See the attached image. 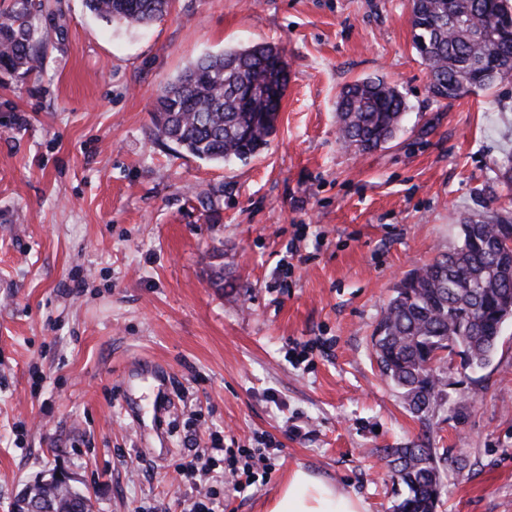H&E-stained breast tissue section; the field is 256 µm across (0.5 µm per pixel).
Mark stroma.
<instances>
[{
  "label": "stroma",
  "instance_id": "obj_1",
  "mask_svg": "<svg viewBox=\"0 0 512 512\" xmlns=\"http://www.w3.org/2000/svg\"><path fill=\"white\" fill-rule=\"evenodd\" d=\"M38 25L40 72L0 73V512L59 468L93 512L173 503L196 436L280 446L245 492L222 490L224 512H268L298 468L393 512L382 451L417 447L448 451L437 512H512V320L422 417L371 344L395 286L458 246L464 217L512 220V79L436 100L409 0H173L144 26L43 0ZM257 43L289 72L263 151L222 166L155 138L164 85ZM375 76L408 109L361 155L336 102Z\"/></svg>",
  "mask_w": 512,
  "mask_h": 512
}]
</instances>
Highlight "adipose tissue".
Here are the masks:
<instances>
[{"label":"adipose tissue","instance_id":"obj_1","mask_svg":"<svg viewBox=\"0 0 512 512\" xmlns=\"http://www.w3.org/2000/svg\"><path fill=\"white\" fill-rule=\"evenodd\" d=\"M269 512H366L363 500L338 492L336 486L298 468L288 477Z\"/></svg>","mask_w":512,"mask_h":512}]
</instances>
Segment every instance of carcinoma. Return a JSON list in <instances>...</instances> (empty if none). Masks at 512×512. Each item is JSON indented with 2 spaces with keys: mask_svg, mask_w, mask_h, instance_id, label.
I'll return each instance as SVG.
<instances>
[{
  "mask_svg": "<svg viewBox=\"0 0 512 512\" xmlns=\"http://www.w3.org/2000/svg\"><path fill=\"white\" fill-rule=\"evenodd\" d=\"M172 0H85L107 22L143 25L167 14ZM37 0H12L0 11V70L39 72L34 15ZM512 3L509 0H426L412 3L413 46L428 66L434 97L455 99L512 78ZM271 88L255 95L251 90ZM288 87L283 51L261 43L206 54L161 88L152 113L158 139L176 150L216 164L245 162L263 150L276 129ZM407 110L402 93L383 79L347 85L337 102L342 144L358 154L391 140ZM512 223L480 215L463 218V238L454 250L414 269L394 289L371 336L384 376L409 410L434 412L450 385L448 356L465 369L491 361L504 326L501 312L512 306V255L501 265L499 242ZM436 361L433 366L430 361ZM392 478L405 493L395 512H436L440 460L434 448H392ZM90 497L72 487L60 492L59 512Z\"/></svg>",
  "mask_w": 512,
  "mask_h": 512,
  "instance_id": "carcinoma-1",
  "label": "carcinoma"
}]
</instances>
